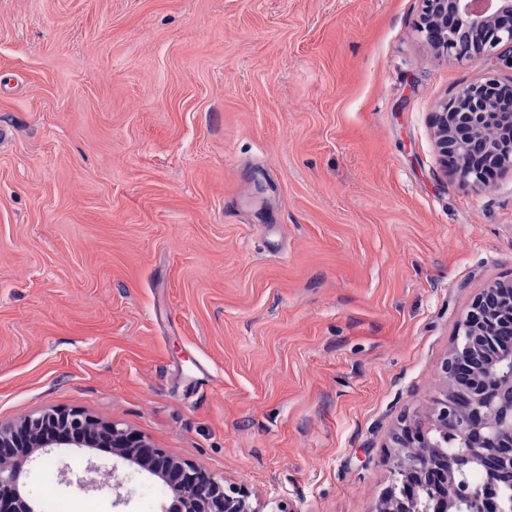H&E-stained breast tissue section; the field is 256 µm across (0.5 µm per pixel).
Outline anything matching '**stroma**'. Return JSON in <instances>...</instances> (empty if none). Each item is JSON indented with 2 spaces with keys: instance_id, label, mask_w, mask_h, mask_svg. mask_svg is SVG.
<instances>
[{
  "instance_id": "stroma-1",
  "label": "stroma",
  "mask_w": 512,
  "mask_h": 512,
  "mask_svg": "<svg viewBox=\"0 0 512 512\" xmlns=\"http://www.w3.org/2000/svg\"><path fill=\"white\" fill-rule=\"evenodd\" d=\"M423 0H0V422L79 410L248 494L376 512L484 285L512 279V176L445 172ZM128 504L59 480L88 463ZM83 512H164L113 454L34 455Z\"/></svg>"
}]
</instances>
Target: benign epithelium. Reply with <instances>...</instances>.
I'll return each instance as SVG.
<instances>
[{
    "instance_id": "obj_1",
    "label": "benign epithelium",
    "mask_w": 512,
    "mask_h": 512,
    "mask_svg": "<svg viewBox=\"0 0 512 512\" xmlns=\"http://www.w3.org/2000/svg\"><path fill=\"white\" fill-rule=\"evenodd\" d=\"M418 32L437 53L457 59H487L505 42L512 48V0H423ZM458 25H448V14ZM492 98L473 86L461 93L453 109L442 101L433 112V130L443 164L453 159L460 182L475 192L486 179L472 160L496 162L512 174V112L493 110ZM512 329V282H494L480 289L459 324L441 370L444 389L422 418L406 416L392 433L393 483L378 512H421L417 490L440 484L446 495L440 512H509L505 487H512V349L498 350L492 336ZM468 398L458 408L451 398ZM457 441L445 450L448 434ZM129 464L165 478L180 512H252L240 490L224 485L198 465L177 460L147 439L81 411H57L29 417L17 425H0V512H35L20 492L22 466L46 448H99ZM490 469L495 483L462 478L469 471ZM76 484L88 491L109 488L114 504L123 501L124 480L116 470L95 465Z\"/></svg>"
}]
</instances>
